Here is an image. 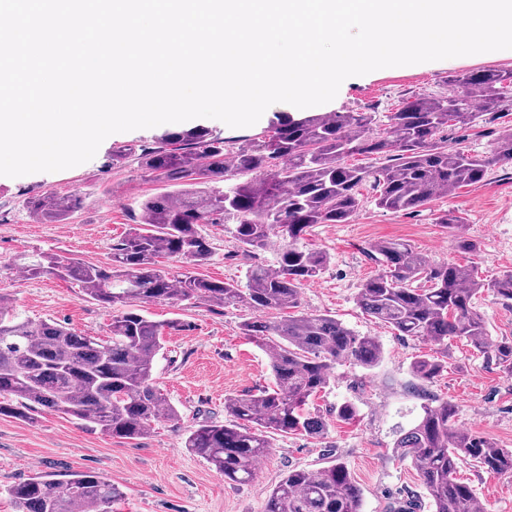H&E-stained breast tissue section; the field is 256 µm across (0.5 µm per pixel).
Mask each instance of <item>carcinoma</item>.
Instances as JSON below:
<instances>
[{
	"label": "carcinoma",
	"instance_id": "carcinoma-1",
	"mask_svg": "<svg viewBox=\"0 0 512 512\" xmlns=\"http://www.w3.org/2000/svg\"><path fill=\"white\" fill-rule=\"evenodd\" d=\"M448 91L417 96L388 112H313L289 115L269 130L243 140L205 128L168 132L151 147L112 149V165L130 162L155 175L170 190L139 203L140 221L100 264L55 254H23L16 265L38 277L46 272L76 282L106 308H117L109 336L101 339L52 320L34 322L0 298V415L26 418L50 411L80 420L101 433L135 440L179 412L157 388L155 367L163 352L162 325L130 307L132 302H204L245 307L251 316L240 334L266 347L273 386L224 399L228 420L189 431L184 447L205 459L224 479L246 484L266 456L272 434L320 436L324 418L308 411L330 384L336 363L377 366L383 349L375 336H360L327 314L273 320L270 314L299 307L303 283L330 262L306 243L316 224H348L362 207L361 189L375 192L377 206L409 211L487 179L495 166L512 165V128L491 149L474 153L448 144L452 127L475 128L489 112L512 111V71L486 69L448 80ZM362 155L364 166L346 158ZM79 205L74 195L34 198L29 209L42 221L59 222ZM452 245L472 252L475 244L452 217ZM203 224H222L245 253L283 240L277 268L249 267L239 288L192 272L171 278L159 259L202 266L213 256ZM377 271L359 289L357 303L372 319L400 336L443 342L467 339L474 351L512 378V342L487 333L475 307L489 287L512 301V270L485 284L473 265L432 263L411 245L383 240L373 246ZM443 365L426 355L413 362V376L426 385ZM395 447L410 460L433 512H478L472 487L457 478L470 459L490 473L512 474V449L454 427L459 407L431 402ZM10 494L18 512H112L120 491L101 475L72 471L65 479L36 474ZM362 492L343 462L319 470L292 469L267 496L263 512H361Z\"/></svg>",
	"mask_w": 512,
	"mask_h": 512
}]
</instances>
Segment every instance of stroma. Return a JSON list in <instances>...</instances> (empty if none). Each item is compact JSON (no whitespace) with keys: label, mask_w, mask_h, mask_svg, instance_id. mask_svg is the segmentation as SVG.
Returning <instances> with one entry per match:
<instances>
[{"label":"stroma","mask_w":512,"mask_h":512,"mask_svg":"<svg viewBox=\"0 0 512 512\" xmlns=\"http://www.w3.org/2000/svg\"><path fill=\"white\" fill-rule=\"evenodd\" d=\"M482 69L512 70V49L353 76L322 110L394 111L418 95L447 90L448 78L455 73ZM288 114L299 118L303 112L276 103L261 122L249 127L231 128L208 118L179 127L200 126L239 139L269 129ZM175 127L170 123L112 134L93 159L69 169L0 176V296L32 320H54L91 336L105 335L111 312L53 274L28 276L15 261L22 253L41 251L109 262L113 244L137 220L139 201L162 188L136 163L113 166L112 149L150 143ZM511 128L512 112H498L488 115L480 127L449 130L448 138L483 153L499 132ZM49 193H76L82 203L66 220L43 223L30 215L25 202ZM447 213L465 224L467 237L476 245L474 254L452 248L441 222ZM201 232L212 242L214 254L209 264L198 267V275L242 286L250 265H277L280 238L246 255L223 225L206 224ZM382 240L407 242L436 263H474L482 280H495L512 269V165L494 168L485 182L413 211L392 213L368 197L350 223L313 227L308 244L329 252L331 262L318 278L302 285L300 312L334 316L359 335L378 337L384 351L381 363L371 370L350 363L335 365L329 388L311 404L326 421L323 436H274L251 482H226L203 458L190 453L184 440L198 424L225 421L226 396L271 386L266 351L238 334V325L249 312L206 304L145 303L141 309L149 319L179 323L164 332L155 383L179 410L180 420L160 422L142 438L128 441L50 412L30 419L0 416V512H16L7 493L11 485L37 473L60 478L78 470L97 472L120 488L122 498L112 512H262L270 490L288 470L320 469L336 461L347 465L361 489L363 512H394L407 499L415 502L413 512H431L416 470L410 461L400 459L394 446L400 429L411 426L425 398L451 400L460 408L456 429L511 449L512 378L466 341L451 338L442 345L400 336L360 310L358 291L378 268L373 246ZM476 308L489 336L512 341V304L487 287L478 295ZM421 354L444 361L445 367L419 393L411 366ZM347 401L357 407V420L337 418V406ZM459 475L472 486L485 512H512V475L486 472L468 460L461 463Z\"/></svg>","instance_id":"stroma-1"}]
</instances>
